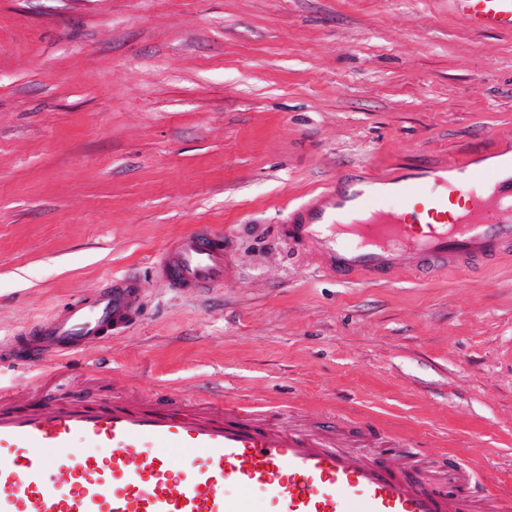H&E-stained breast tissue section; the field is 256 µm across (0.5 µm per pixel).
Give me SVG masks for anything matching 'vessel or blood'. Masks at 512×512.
Wrapping results in <instances>:
<instances>
[{"mask_svg":"<svg viewBox=\"0 0 512 512\" xmlns=\"http://www.w3.org/2000/svg\"><path fill=\"white\" fill-rule=\"evenodd\" d=\"M474 31L512 32V0H449ZM427 204L426 230L406 211ZM282 225L343 282H386L512 256V156L398 177L350 181L300 203ZM227 240L204 226L175 238L155 277L183 293L223 284ZM141 283L113 279L88 302L44 322L13 350L20 361L67 354L124 325ZM335 420L295 426L288 412L223 400L205 410L169 402H87L71 393L55 408L0 407V512H512V492L478 483L433 484L336 442ZM110 455H96L99 447Z\"/></svg>","mask_w":512,"mask_h":512,"instance_id":"1","label":"vessel or blood"}]
</instances>
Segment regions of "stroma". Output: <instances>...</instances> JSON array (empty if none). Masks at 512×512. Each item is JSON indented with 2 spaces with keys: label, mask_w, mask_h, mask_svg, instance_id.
Instances as JSON below:
<instances>
[{
  "label": "stroma",
  "mask_w": 512,
  "mask_h": 512,
  "mask_svg": "<svg viewBox=\"0 0 512 512\" xmlns=\"http://www.w3.org/2000/svg\"><path fill=\"white\" fill-rule=\"evenodd\" d=\"M509 148L512 34L448 0H0V386L333 415L512 491V260L345 283L278 233L343 176ZM206 225L223 285L151 275ZM129 272L140 312L110 338L5 357Z\"/></svg>",
  "instance_id": "stroma-1"
}]
</instances>
